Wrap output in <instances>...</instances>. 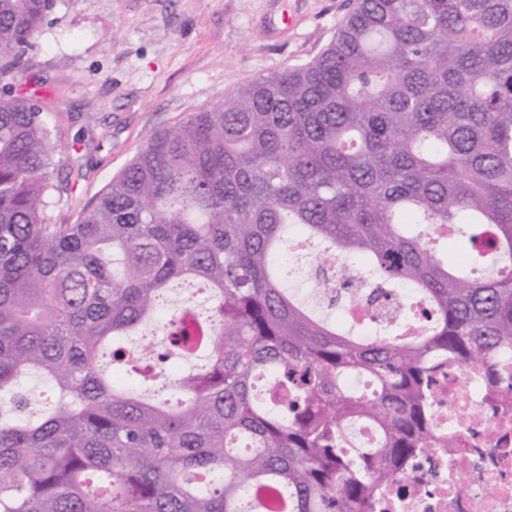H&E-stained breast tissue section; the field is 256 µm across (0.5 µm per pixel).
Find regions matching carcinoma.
Returning a JSON list of instances; mask_svg holds the SVG:
<instances>
[{
	"label": "carcinoma",
	"mask_w": 512,
	"mask_h": 512,
	"mask_svg": "<svg viewBox=\"0 0 512 512\" xmlns=\"http://www.w3.org/2000/svg\"><path fill=\"white\" fill-rule=\"evenodd\" d=\"M52 8L0 0V512H369L391 464L436 447L448 367L512 392V0H358L312 60L154 132L74 224L51 211L45 97L10 78ZM291 224L343 259L337 293L415 289L426 332L359 336L280 287ZM185 282L210 314L171 308L172 351L209 365L172 404L101 349ZM153 355L112 350L144 384ZM355 420L378 447L347 449Z\"/></svg>",
	"instance_id": "carcinoma-1"
}]
</instances>
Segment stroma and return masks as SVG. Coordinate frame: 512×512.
I'll return each mask as SVG.
<instances>
[{
  "instance_id": "35a3bbf8",
  "label": "stroma",
  "mask_w": 512,
  "mask_h": 512,
  "mask_svg": "<svg viewBox=\"0 0 512 512\" xmlns=\"http://www.w3.org/2000/svg\"><path fill=\"white\" fill-rule=\"evenodd\" d=\"M356 0H56L28 56L54 95L57 223L151 134L258 76L315 57Z\"/></svg>"
}]
</instances>
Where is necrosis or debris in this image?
Masks as SVG:
<instances>
[{
	"label": "necrosis or debris",
	"mask_w": 512,
	"mask_h": 512,
	"mask_svg": "<svg viewBox=\"0 0 512 512\" xmlns=\"http://www.w3.org/2000/svg\"><path fill=\"white\" fill-rule=\"evenodd\" d=\"M433 433L439 447L385 483L373 512H512V393L478 367L448 368Z\"/></svg>",
	"instance_id": "1"
}]
</instances>
